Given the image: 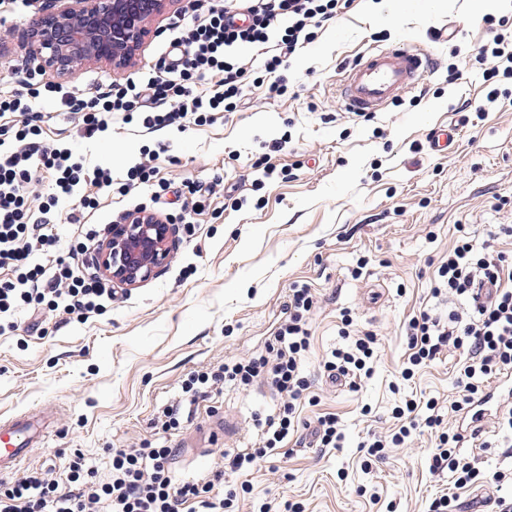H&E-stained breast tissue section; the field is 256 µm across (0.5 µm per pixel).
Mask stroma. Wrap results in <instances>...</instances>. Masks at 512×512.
<instances>
[{
    "mask_svg": "<svg viewBox=\"0 0 512 512\" xmlns=\"http://www.w3.org/2000/svg\"><path fill=\"white\" fill-rule=\"evenodd\" d=\"M188 3L171 0L149 17L152 35L130 65L87 64L62 77L41 68L27 48L26 33L51 9L50 0H0V84L13 87L30 77L90 97L107 85L159 76L172 25ZM495 17L512 20V0H503L494 16L479 13L474 0H449L448 8L431 12L423 0H355L280 70L286 95H270L255 82L235 111L182 132L117 124L88 140L54 101H39L51 115L42 125L44 141L69 143L89 169H110L117 183L130 166L149 161L167 186L159 194L149 187L126 195L87 186L96 199L87 223L105 226L140 208L177 218L183 185H202L206 194L203 207L188 215L194 235L177 232L173 258L156 278L116 291L87 323L53 314L38 331L22 316L14 332L0 335V419L27 411L52 420L49 442L34 448L16 478L62 472L76 450L108 476L107 449L153 439L160 412L184 407L187 374L264 352L285 317L288 289L298 282L318 297L303 367L311 394L322 400L298 409L304 426L284 448L283 479L271 480L263 466L240 474L250 491L240 495L238 512H258L265 503L282 512L288 500L302 502L305 512H429L435 498L451 493L448 474L430 468V436L420 438L417 455L392 447L375 459L359 445L368 435L396 431L392 410L406 398L437 399L444 427H458L455 376L463 355L445 350L403 380L405 325L429 301L448 312L447 297L431 299L430 290L458 225H468L478 242L497 225H512V103L481 117L474 112L486 94L477 47ZM449 25L458 31L454 41L435 40ZM401 39L425 47L433 71L370 120L345 118L343 69ZM456 68L460 79L449 81ZM452 112L467 122L448 154H433L427 135ZM276 140L280 151L266 153L265 144ZM267 166L273 179L262 175ZM346 311L358 329L379 337L373 374L357 391L320 371L344 343L339 328ZM279 402L264 382L199 399L172 437V472L191 481L215 469L222 453L257 447L254 419ZM327 413L340 424L336 448L316 447L307 428ZM228 414L238 431L226 438L215 428ZM501 439L489 422L480 439L460 440L458 450L484 471L512 467Z\"/></svg>",
    "mask_w": 512,
    "mask_h": 512,
    "instance_id": "stroma-1",
    "label": "stroma"
}]
</instances>
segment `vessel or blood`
Wrapping results in <instances>:
<instances>
[{
  "mask_svg": "<svg viewBox=\"0 0 512 512\" xmlns=\"http://www.w3.org/2000/svg\"><path fill=\"white\" fill-rule=\"evenodd\" d=\"M433 67L432 55L414 44L402 42L371 51L344 69L342 100L351 112L383 111L401 91L421 83ZM463 126L462 117L456 116L433 128L428 137L430 150L440 155L447 153ZM48 437V432H34L24 414L0 421V474L15 471Z\"/></svg>",
  "mask_w": 512,
  "mask_h": 512,
  "instance_id": "1",
  "label": "vessel or blood"
}]
</instances>
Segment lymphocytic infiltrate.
<instances>
[{
	"label": "lymphocytic infiltrate",
	"mask_w": 512,
	"mask_h": 512,
	"mask_svg": "<svg viewBox=\"0 0 512 512\" xmlns=\"http://www.w3.org/2000/svg\"><path fill=\"white\" fill-rule=\"evenodd\" d=\"M353 0H225L215 9L208 0H190L192 14L176 23V41L181 51L164 76L148 79L136 93L116 85L86 98L68 94L52 85L37 86L24 80L20 90L0 91V117L19 114L17 124L0 128V334L14 330L15 316L58 312L68 320L82 322L99 314L111 300L112 291L95 268V248L101 228L85 223L93 208L91 197L82 195L85 162L72 148L44 143L42 112L38 98L57 100L63 111L78 118L81 132L91 139L109 131L114 122L139 123L149 130L173 127L179 130L211 120L214 113L234 111L251 71L237 57L240 47L274 53L263 59L272 80L269 93L281 96L287 87L276 72L297 47L310 43L317 29L347 10ZM477 60L484 64L483 79L489 90L478 112L492 109L512 93L503 89L512 81V32H498L482 46ZM218 72L219 88L205 86L207 74ZM52 176L51 197L32 218L27 189L39 171ZM78 197L79 205L67 215L72 241L62 245L57 231L61 200ZM448 294L456 306L447 316L430 307L419 309L408 321V365L403 379L417 368L433 362L444 350L454 348L464 356L456 376L459 398L455 411H462L487 395L492 380L512 372V254L477 245L461 234L448 258L436 270L433 296ZM317 299L307 285L288 290L286 319L278 326L266 354L231 358L216 368L191 374L183 386L190 399L208 396L227 385L246 388L263 380L280 395L278 410L257 419L261 430L258 447L225 455L221 469L206 477L182 482L169 467L175 450L167 435L179 426L176 410L167 409L161 421L162 436L136 448L111 451L112 468L101 480L81 453H73L67 475L33 473L23 479L0 482V512H224L235 494L224 491V478L246 471L266 460L300 425L298 408L311 383L303 371L310 346V319ZM340 334L344 347L332 351L323 363L330 379H349L360 389L373 373L378 344L376 334L358 330L350 315H343ZM416 400L403 401L394 409L400 427L390 439L379 436L364 441L368 455L381 456L388 445L414 444L417 432L436 433L431 454L432 468L448 471L454 494L434 499L432 512H458L457 490L476 483L512 485V469L480 472L473 460L460 457L455 445L459 434L443 432L437 403L427 400L426 416H419Z\"/></svg>",
	"instance_id": "lymphocytic-infiltrate-1"
}]
</instances>
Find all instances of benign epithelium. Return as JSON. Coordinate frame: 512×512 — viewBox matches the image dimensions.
Listing matches in <instances>:
<instances>
[{"label": "benign epithelium", "instance_id": "benign-epithelium-1", "mask_svg": "<svg viewBox=\"0 0 512 512\" xmlns=\"http://www.w3.org/2000/svg\"><path fill=\"white\" fill-rule=\"evenodd\" d=\"M167 0H72L41 15L27 33L32 57L60 76L86 62L128 65L149 30L147 19ZM174 225L138 210L112 224L95 254L98 272L112 288H134L153 278L171 258Z\"/></svg>", "mask_w": 512, "mask_h": 512}]
</instances>
